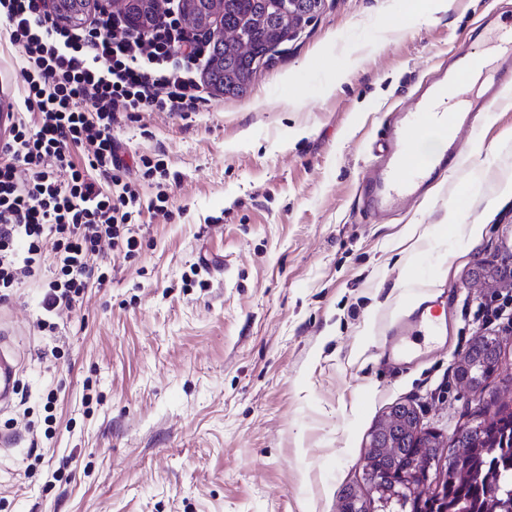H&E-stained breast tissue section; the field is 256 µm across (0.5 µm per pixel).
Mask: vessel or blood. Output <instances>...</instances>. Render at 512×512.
Here are the masks:
<instances>
[{
	"instance_id": "obj_1",
	"label": "vessel or blood",
	"mask_w": 512,
	"mask_h": 512,
	"mask_svg": "<svg viewBox=\"0 0 512 512\" xmlns=\"http://www.w3.org/2000/svg\"><path fill=\"white\" fill-rule=\"evenodd\" d=\"M493 39L506 52L482 79V89H470L466 68H453L447 78L437 82L414 111L400 112L390 122L383 137L371 148L374 162L362 185L361 209L378 215L396 208L402 201L422 195L438 172L455 166L462 154L457 137L461 124L475 122L500 100L503 89L512 86V15L494 24ZM438 135L444 149L437 155H424L415 147L418 135ZM427 317L417 311L410 319L392 328L389 351L399 359L409 352L401 343L411 329L424 326ZM16 366L9 354H0V400L9 399L15 384Z\"/></svg>"
}]
</instances>
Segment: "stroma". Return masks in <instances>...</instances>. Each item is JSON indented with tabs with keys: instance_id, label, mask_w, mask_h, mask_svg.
<instances>
[{
	"instance_id": "35a3bbf8",
	"label": "stroma",
	"mask_w": 512,
	"mask_h": 512,
	"mask_svg": "<svg viewBox=\"0 0 512 512\" xmlns=\"http://www.w3.org/2000/svg\"><path fill=\"white\" fill-rule=\"evenodd\" d=\"M447 2L424 22L408 0H325L243 95L113 130L126 163L163 154L170 213L139 217L133 259L102 244L51 329L39 321L52 255L0 290V347L21 364L0 410L16 437L0 449V512H336L389 407L414 406L448 441L512 408V330L475 319L491 292L470 285L478 263L512 251V194L499 193L512 112L463 130L455 176L394 218L359 202L387 115L414 108L448 57L475 53L489 15L512 14V0ZM438 297L448 307L414 340L418 359L390 358L387 332ZM482 335L501 365L474 393L454 367Z\"/></svg>"
}]
</instances>
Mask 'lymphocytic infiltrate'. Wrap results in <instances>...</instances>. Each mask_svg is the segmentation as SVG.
Listing matches in <instances>:
<instances>
[{"instance_id":"obj_1","label":"lymphocytic infiltrate","mask_w":512,"mask_h":512,"mask_svg":"<svg viewBox=\"0 0 512 512\" xmlns=\"http://www.w3.org/2000/svg\"><path fill=\"white\" fill-rule=\"evenodd\" d=\"M0 27L24 53L23 104L40 115L33 127L16 120L0 142V288L37 275L52 249L55 272L41 306L53 313L78 303L101 242L133 257L137 217L167 213L163 159L140 156L128 177L112 130L143 112L209 109L198 80L203 47L172 8L139 33L104 11L75 31L57 23L45 0H0ZM142 180L158 181L154 199H142Z\"/></svg>"}]
</instances>
